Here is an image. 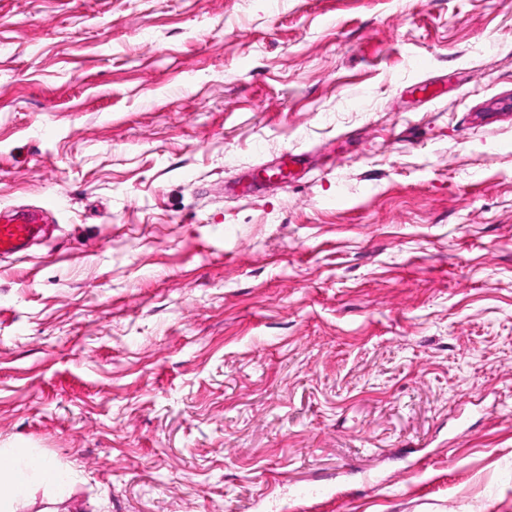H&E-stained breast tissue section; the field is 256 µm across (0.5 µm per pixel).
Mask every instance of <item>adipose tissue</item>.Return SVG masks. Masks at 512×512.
I'll return each instance as SVG.
<instances>
[{"instance_id":"adipose-tissue-1","label":"adipose tissue","mask_w":512,"mask_h":512,"mask_svg":"<svg viewBox=\"0 0 512 512\" xmlns=\"http://www.w3.org/2000/svg\"><path fill=\"white\" fill-rule=\"evenodd\" d=\"M44 487L54 497L68 493L65 477L41 459L14 451L0 450V512H17L35 487Z\"/></svg>"}]
</instances>
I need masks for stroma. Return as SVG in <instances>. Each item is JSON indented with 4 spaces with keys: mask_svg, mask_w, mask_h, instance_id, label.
Listing matches in <instances>:
<instances>
[{
    "mask_svg": "<svg viewBox=\"0 0 512 512\" xmlns=\"http://www.w3.org/2000/svg\"><path fill=\"white\" fill-rule=\"evenodd\" d=\"M48 200L19 512H512V0H0V208ZM36 486L55 498L68 493L66 478L39 458L14 451L0 450V511L17 512V506L28 500Z\"/></svg>",
    "mask_w": 512,
    "mask_h": 512,
    "instance_id": "1",
    "label": "stroma"
}]
</instances>
